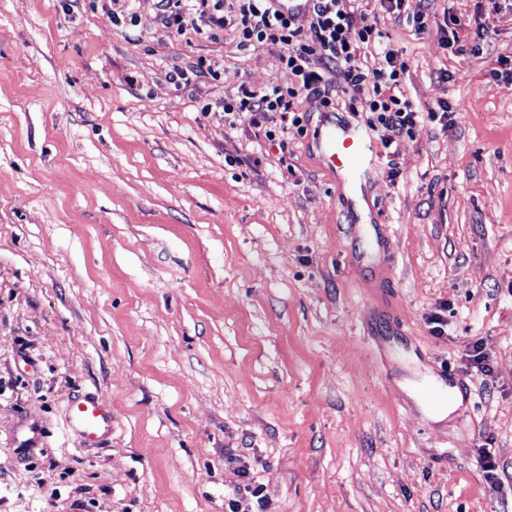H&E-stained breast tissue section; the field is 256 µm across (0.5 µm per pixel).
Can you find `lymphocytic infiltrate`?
I'll return each mask as SVG.
<instances>
[{
  "mask_svg": "<svg viewBox=\"0 0 512 512\" xmlns=\"http://www.w3.org/2000/svg\"><path fill=\"white\" fill-rule=\"evenodd\" d=\"M194 2L210 36L231 25L241 45L257 42L276 50L282 81L258 90L240 86L236 97L225 100L223 112L229 125L245 122L263 130L280 149H287L289 137L306 132L310 115L300 105L310 96L323 108L342 104L360 114L365 131L385 129L381 143L386 149L415 137L424 124L448 119L446 102L424 108L407 97V64L363 0H313L309 15L301 19L284 16L271 0ZM275 114L280 117L276 125L271 122Z\"/></svg>",
  "mask_w": 512,
  "mask_h": 512,
  "instance_id": "1",
  "label": "lymphocytic infiltrate"
}]
</instances>
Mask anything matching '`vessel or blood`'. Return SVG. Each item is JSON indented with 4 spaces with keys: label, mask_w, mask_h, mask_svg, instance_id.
Here are the masks:
<instances>
[{
    "label": "vessel or blood",
    "mask_w": 512,
    "mask_h": 512,
    "mask_svg": "<svg viewBox=\"0 0 512 512\" xmlns=\"http://www.w3.org/2000/svg\"><path fill=\"white\" fill-rule=\"evenodd\" d=\"M326 166L351 193L364 190L373 174V147L368 135L352 123L327 115L315 136ZM67 425L80 447H103L112 433V411L95 393L77 394L68 406Z\"/></svg>",
    "instance_id": "b4317fda"
}]
</instances>
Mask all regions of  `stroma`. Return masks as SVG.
<instances>
[{
	"label": "stroma",
	"instance_id": "obj_1",
	"mask_svg": "<svg viewBox=\"0 0 512 512\" xmlns=\"http://www.w3.org/2000/svg\"><path fill=\"white\" fill-rule=\"evenodd\" d=\"M429 12L480 50L381 20L407 94L452 112L378 155L357 262L318 101L284 151L221 115L281 79L269 46L174 35L157 0H0V512H225L242 466L266 512H512V6ZM200 58L220 79L168 83ZM428 374L462 394L441 423ZM80 390L108 447L66 425ZM67 426L82 448H103L112 433V410L95 393L77 394L68 406Z\"/></svg>",
	"mask_w": 512,
	"mask_h": 512
}]
</instances>
